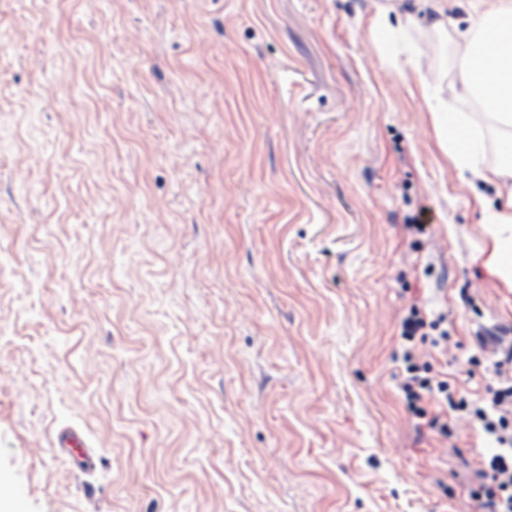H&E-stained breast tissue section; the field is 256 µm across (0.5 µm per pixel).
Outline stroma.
<instances>
[{
	"label": "stroma",
	"instance_id": "1",
	"mask_svg": "<svg viewBox=\"0 0 512 512\" xmlns=\"http://www.w3.org/2000/svg\"><path fill=\"white\" fill-rule=\"evenodd\" d=\"M412 34L372 29L378 6ZM417 0H0V512H479L478 440L414 426L399 322L512 324L441 151ZM424 224L418 235L413 225ZM81 427L102 457L50 445ZM55 454L64 458L79 472L96 470L99 462L97 450L91 448L85 433L78 427H65L56 431L51 444Z\"/></svg>",
	"mask_w": 512,
	"mask_h": 512
}]
</instances>
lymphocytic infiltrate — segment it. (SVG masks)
<instances>
[{
    "label": "lymphocytic infiltrate",
    "mask_w": 512,
    "mask_h": 512,
    "mask_svg": "<svg viewBox=\"0 0 512 512\" xmlns=\"http://www.w3.org/2000/svg\"><path fill=\"white\" fill-rule=\"evenodd\" d=\"M403 366L399 391L407 411L433 425L454 415L475 430L482 449L474 468L481 512H512V326H480L475 364L492 385L470 389L432 370L453 337L441 319L411 306L400 322Z\"/></svg>",
    "instance_id": "lymphocytic-infiltrate-1"
}]
</instances>
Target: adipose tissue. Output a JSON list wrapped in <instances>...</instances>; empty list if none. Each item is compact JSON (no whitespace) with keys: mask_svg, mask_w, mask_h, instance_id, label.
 I'll return each mask as SVG.
<instances>
[{"mask_svg":"<svg viewBox=\"0 0 512 512\" xmlns=\"http://www.w3.org/2000/svg\"><path fill=\"white\" fill-rule=\"evenodd\" d=\"M432 25L451 35L464 68L452 86L454 97L485 109L484 118L512 148V0H465L467 27L449 33L447 0H426ZM439 144L453 167L473 181L493 186L495 200L482 203L484 231L490 242L489 272L512 287V159L486 163L470 139L464 138V117L443 118L439 106L427 107Z\"/></svg>","mask_w":512,"mask_h":512,"instance_id":"ef3b65f1","label":"adipose tissue"}]
</instances>
